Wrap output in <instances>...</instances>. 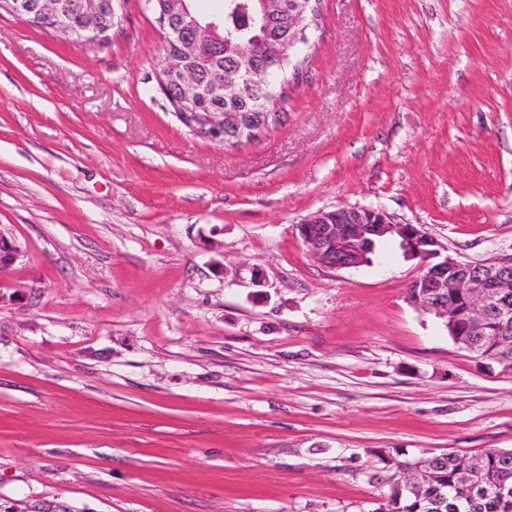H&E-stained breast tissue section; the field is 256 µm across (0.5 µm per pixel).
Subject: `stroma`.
I'll return each instance as SVG.
<instances>
[{"instance_id":"1","label":"stroma","mask_w":512,"mask_h":512,"mask_svg":"<svg viewBox=\"0 0 512 512\" xmlns=\"http://www.w3.org/2000/svg\"><path fill=\"white\" fill-rule=\"evenodd\" d=\"M279 124L187 129L123 0L109 43L0 8V498L77 512H376L427 453L512 449V369L407 298L397 244L330 269L297 226L385 210L512 256V0H323ZM24 252L9 232L0 227V288L1 278L23 258Z\"/></svg>"}]
</instances>
